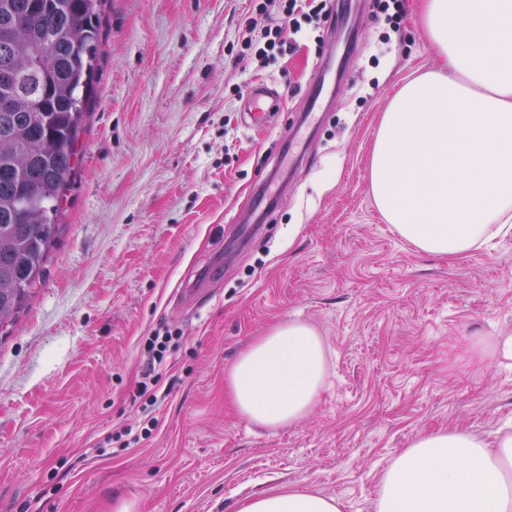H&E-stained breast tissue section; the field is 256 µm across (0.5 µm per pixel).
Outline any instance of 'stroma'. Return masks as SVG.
Masks as SVG:
<instances>
[{"instance_id":"35a3bbf8","label":"stroma","mask_w":512,"mask_h":512,"mask_svg":"<svg viewBox=\"0 0 512 512\" xmlns=\"http://www.w3.org/2000/svg\"><path fill=\"white\" fill-rule=\"evenodd\" d=\"M261 0H106L90 116L64 226L28 308L0 340V512H238L258 493L312 489L374 512L384 467L415 437L512 424V236L451 260L402 240L380 215L369 164L383 112L413 75L441 68L403 0L399 31L373 0H331L293 49L259 59ZM345 75L291 166L283 144L329 50ZM283 95L249 128L245 92ZM273 211L246 244L234 220L261 188ZM293 319L322 337L312 411L268 430L238 413L227 373ZM178 347L152 413L130 397L143 342ZM156 417L129 447L111 434Z\"/></svg>"}]
</instances>
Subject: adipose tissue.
I'll list each match as a JSON object with an SVG mask.
<instances>
[{
    "mask_svg": "<svg viewBox=\"0 0 512 512\" xmlns=\"http://www.w3.org/2000/svg\"><path fill=\"white\" fill-rule=\"evenodd\" d=\"M421 26L447 73L406 82L370 161L377 209L419 251L462 259L512 231V0H425ZM309 324L273 328L227 381L240 415L278 429L306 416L327 372ZM375 512H512V434L461 429L412 441L383 470ZM239 512H340L308 489L248 499Z\"/></svg>",
    "mask_w": 512,
    "mask_h": 512,
    "instance_id": "1",
    "label": "adipose tissue"
}]
</instances>
